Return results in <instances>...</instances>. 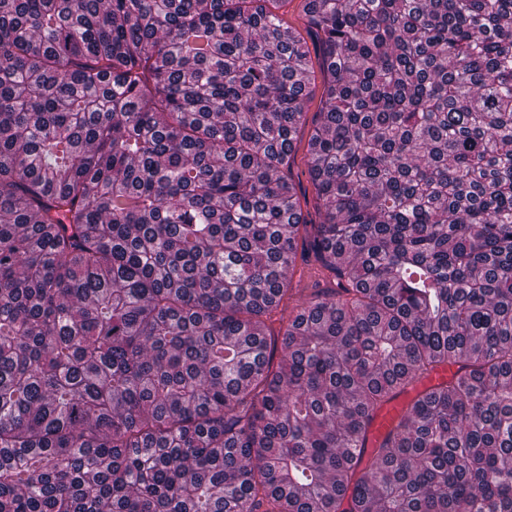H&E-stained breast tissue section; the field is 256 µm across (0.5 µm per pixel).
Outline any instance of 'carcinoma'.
I'll use <instances>...</instances> for the list:
<instances>
[{"instance_id":"1","label":"carcinoma","mask_w":512,"mask_h":512,"mask_svg":"<svg viewBox=\"0 0 512 512\" xmlns=\"http://www.w3.org/2000/svg\"><path fill=\"white\" fill-rule=\"evenodd\" d=\"M270 2L0 0V512H512V0H307L318 224ZM285 27L292 30L305 46L310 65V83L304 104V115L296 132L295 149L289 159L288 175L299 187L301 209L313 224H318L320 204L310 175L311 159L308 141L317 112L322 107L324 71L319 39L309 28L304 0H283L274 4ZM288 275L291 276L293 288H309L305 291L306 294L312 291L311 288H337L328 272L320 268L312 258L308 262H303L300 254L294 270ZM463 371L458 364H451L438 373L420 379L408 392H404L383 405L373 414V419L367 435V448H372L381 442L396 427L401 415L409 406L417 391L436 385L447 379V375H461Z\"/></svg>"}]
</instances>
